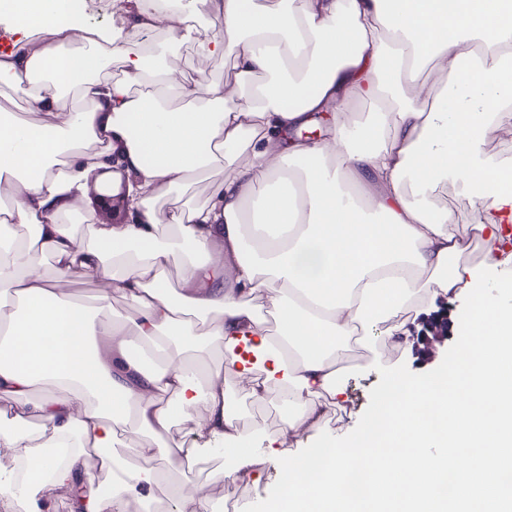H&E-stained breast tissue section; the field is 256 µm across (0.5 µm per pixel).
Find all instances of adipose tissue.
I'll list each match as a JSON object with an SVG mask.
<instances>
[{
    "instance_id": "1",
    "label": "adipose tissue",
    "mask_w": 512,
    "mask_h": 512,
    "mask_svg": "<svg viewBox=\"0 0 512 512\" xmlns=\"http://www.w3.org/2000/svg\"><path fill=\"white\" fill-rule=\"evenodd\" d=\"M112 6L124 25L103 30L81 24L77 0H0L14 36L0 80L29 111L0 119V223L28 230L0 248V397L37 426L1 427L0 448L53 472L20 485L0 467V499L23 512H47L56 490L69 512H138L158 479L144 461L196 458L173 435L186 426L249 480L263 430L242 425L225 375L253 401L287 398L291 446L338 404L349 342L407 340L411 316L470 283L473 241L494 243L512 219V158L484 148L512 121V0ZM192 12L223 26L191 25ZM159 29L204 56L234 49L232 74L191 81L160 64L156 89L132 93L147 76L136 38ZM115 153L129 213L106 224L86 195ZM451 177L475 223L435 203ZM199 180L203 204L161 209ZM77 269L102 285L96 309L55 288ZM116 297L136 307L132 323L104 318ZM204 351L220 361L200 364ZM47 382L56 393L33 399ZM131 433L147 443L117 453ZM94 454L112 489L84 490Z\"/></svg>"
}]
</instances>
